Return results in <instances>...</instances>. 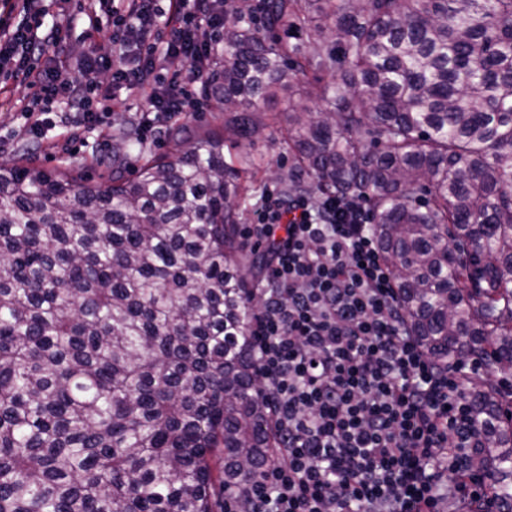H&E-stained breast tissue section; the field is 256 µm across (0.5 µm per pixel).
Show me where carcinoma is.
<instances>
[{
	"label": "carcinoma",
	"instance_id": "cac0c4a2",
	"mask_svg": "<svg viewBox=\"0 0 512 512\" xmlns=\"http://www.w3.org/2000/svg\"><path fill=\"white\" fill-rule=\"evenodd\" d=\"M252 0L224 9L206 92L250 142L288 113L286 193L358 197L408 325L469 387L482 470L512 512V0ZM306 33L307 46L276 35ZM173 154L109 184L0 165V512H214L274 447L249 353L267 260L243 258L242 158Z\"/></svg>",
	"mask_w": 512,
	"mask_h": 512
}]
</instances>
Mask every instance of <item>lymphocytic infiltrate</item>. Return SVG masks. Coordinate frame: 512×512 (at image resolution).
<instances>
[{"label":"lymphocytic infiltrate","instance_id":"obj_1","mask_svg":"<svg viewBox=\"0 0 512 512\" xmlns=\"http://www.w3.org/2000/svg\"><path fill=\"white\" fill-rule=\"evenodd\" d=\"M88 31L100 13L118 18L108 53L76 62L81 80L57 67L26 66L30 54L58 59L57 30H43L39 0H0V64L15 63L39 89L25 108L42 138L66 97L76 127L102 120L99 104L127 83L141 95L140 135L193 111L204 90L211 42L197 22L224 27L219 0H89ZM20 12L28 27H10ZM165 68L169 81L154 79ZM266 245L271 271L253 315L251 355L276 446L233 512H439L453 497L464 512H501L494 486L471 490L478 455L466 376L439 367L410 333L391 267L366 206L356 198H288L266 189L241 238Z\"/></svg>","mask_w":512,"mask_h":512}]
</instances>
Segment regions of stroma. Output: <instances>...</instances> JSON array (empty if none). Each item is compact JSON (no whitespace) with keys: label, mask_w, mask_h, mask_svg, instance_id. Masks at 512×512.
<instances>
[{"label":"stroma","mask_w":512,"mask_h":512,"mask_svg":"<svg viewBox=\"0 0 512 512\" xmlns=\"http://www.w3.org/2000/svg\"><path fill=\"white\" fill-rule=\"evenodd\" d=\"M80 3L81 0H70L67 12L63 13L56 0H42L45 23L66 26L69 55L74 59L82 57L93 42L101 50H108L112 34L111 26L106 25L95 38H88L81 21ZM32 100L31 88L0 71V163L11 164L27 155L32 166L43 170L65 168L84 180H109L112 176V155L121 142L122 133L130 128L136 117L139 96L132 91L118 92L113 110L105 116L103 124L82 130L59 123L37 143L28 138L27 121L21 112L22 106ZM299 100L295 92L280 95L260 115L263 126L250 149L252 158L259 164V189L281 185L288 172V151L278 144L277 139L286 133L291 106Z\"/></svg>","instance_id":"1"}]
</instances>
